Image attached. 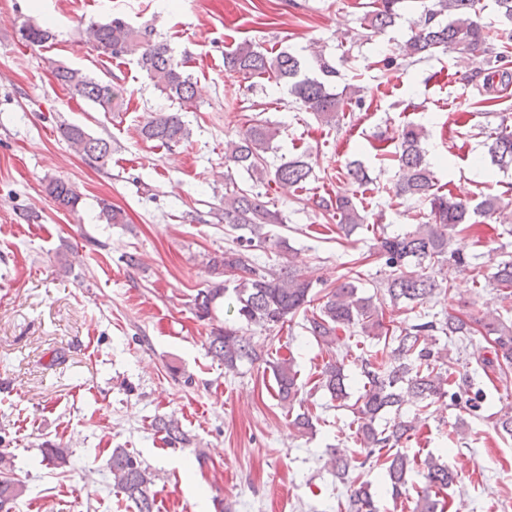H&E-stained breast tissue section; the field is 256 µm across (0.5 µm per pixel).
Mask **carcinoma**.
<instances>
[{"instance_id": "carcinoma-1", "label": "carcinoma", "mask_w": 512, "mask_h": 512, "mask_svg": "<svg viewBox=\"0 0 512 512\" xmlns=\"http://www.w3.org/2000/svg\"><path fill=\"white\" fill-rule=\"evenodd\" d=\"M409 0H372L373 9L362 18L363 29L382 32L395 25L408 7ZM423 9L414 22L412 35L398 47V56L386 55L381 60L386 69L397 59L414 63L433 57L437 52H453L461 60L491 55L490 67L484 70V84L507 86L512 83V52L506 45H494V40L512 41L511 32H495L493 25L482 20L478 0H420ZM22 40L42 46L55 39L49 28L25 21L18 29ZM87 42L109 58L135 56L146 79L168 101L179 106L176 111L152 112L140 128L147 141H157L167 148L178 147L189 137L181 109L195 101V87L184 71V63L170 46L154 37V29L135 27L120 17L105 23L92 22L84 29ZM224 70L249 76H266L287 87L295 102L314 115L325 126L336 125L344 102L361 105L360 89L349 85L345 96L330 91L329 83L336 77V67L320 54L307 60L291 52L270 56L250 43L238 44L224 53ZM55 80L73 95L85 99L105 112H120L125 105L124 89L64 64L56 66ZM61 137L77 152L102 166L112 156V143L94 136L74 123L59 125ZM280 128L256 119L224 144L225 159L257 183L269 179L279 185L299 186L313 174L312 165L303 155L282 161L269 169L266 154L274 150ZM425 127L408 123L399 130L395 151L390 153L396 167L397 194L407 200L423 202L429 207L427 221L404 234L383 235L378 238L373 254L385 268V296L391 305L414 310L435 295L449 291V280L442 276L445 265L462 270L468 267L465 257L449 249L450 241L468 228L473 217L481 216L499 224L512 223V203L499 195L484 194L477 203L434 190L432 163L426 158L423 141ZM491 164L505 168L512 163V127L505 125L486 143ZM46 192L58 208L77 210L81 196L76 188L62 178L46 185ZM316 207L323 217H338L337 231L345 236L363 224V216L355 193L322 197ZM99 217L108 224H124V212L105 199L98 200ZM224 223L240 232L236 245L222 252L206 255L205 267L210 280L198 289L193 307L198 319L210 320L221 300L232 293L238 321L246 326L273 327L292 322L303 315L304 328L325 345L336 342L339 330L361 333L384 341L382 353L362 359L363 391L355 402L354 435L364 460L373 461L385 470V488L393 498L405 493L407 475L419 465L425 471L427 487L414 501L412 512H438L445 500L438 495L457 483L458 475L439 459L428 456L418 462L395 450L416 431L418 417L401 414L404 405L415 402L419 411L447 397L459 401L457 393L447 389V372L442 370L447 354L434 349L428 337L440 333L452 345H459L467 336L480 334L489 341V356L479 360L484 375L499 376L512 372V323L499 313L485 312L479 316L448 313L444 319L428 313L419 314L411 322L392 326L379 318L372 297L359 293L361 272L354 267L336 278V284L316 289V284L295 269L279 272L258 266L251 252L266 241L263 230L284 223L281 212L269 208L252 189L236 186L224 194ZM493 284L504 301L512 302V261L500 262L493 273ZM207 351L224 364V370L234 372L239 363L251 364L262 360L242 328L226 325L214 327L208 336ZM277 386L279 401L292 408L302 403V386L292 359L268 363ZM345 362L331 359L318 377V388L331 398H347L344 374ZM395 412L393 420L381 423L383 415ZM157 431L165 434L170 444L188 441L179 422L173 418L154 421ZM41 464L64 469L69 465L68 454L49 444L41 449ZM330 462L336 476L344 480L354 467V460L330 449ZM114 485L137 512H154L155 493L152 491V472L142 461L125 448H114L109 459ZM10 459L0 449V512H13L25 488L9 476ZM376 493L371 485L362 484L351 491L347 503L349 512H377Z\"/></svg>"}]
</instances>
